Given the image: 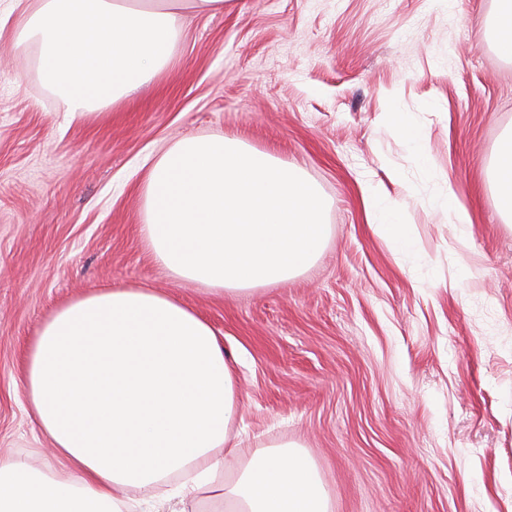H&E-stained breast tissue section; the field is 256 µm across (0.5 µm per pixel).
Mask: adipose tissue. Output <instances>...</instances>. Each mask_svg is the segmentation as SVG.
<instances>
[{
  "mask_svg": "<svg viewBox=\"0 0 512 512\" xmlns=\"http://www.w3.org/2000/svg\"><path fill=\"white\" fill-rule=\"evenodd\" d=\"M17 45L41 48L44 79L71 116L147 83L179 38L181 9L224 0H14ZM512 222V131L491 172ZM140 233L172 277L238 294L287 281L329 236L317 188L271 154L228 137L186 138L152 168ZM375 232L399 253L420 247L400 210L373 194ZM23 388L43 433L72 476L57 480L0 458V512H125L120 488L170 475L166 500L220 484L224 512H331V494L301 446L281 443L225 475L224 445L238 403L213 328L146 288H109L61 308L28 357Z\"/></svg>",
  "mask_w": 512,
  "mask_h": 512,
  "instance_id": "1",
  "label": "adipose tissue"
}]
</instances>
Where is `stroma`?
<instances>
[{
    "label": "stroma",
    "instance_id": "obj_1",
    "mask_svg": "<svg viewBox=\"0 0 512 512\" xmlns=\"http://www.w3.org/2000/svg\"><path fill=\"white\" fill-rule=\"evenodd\" d=\"M495 0H224L182 10L171 57L81 117L39 47L0 37V456L66 475L21 376L64 304L149 288L214 329L244 454L304 447L332 512H512V222L488 172L512 129ZM424 137L421 166L387 113ZM298 169L330 239L288 281L218 295L158 266L139 234L147 174L190 137ZM469 223L441 204L447 190ZM394 201L422 247L394 253L365 201Z\"/></svg>",
    "mask_w": 512,
    "mask_h": 512
}]
</instances>
